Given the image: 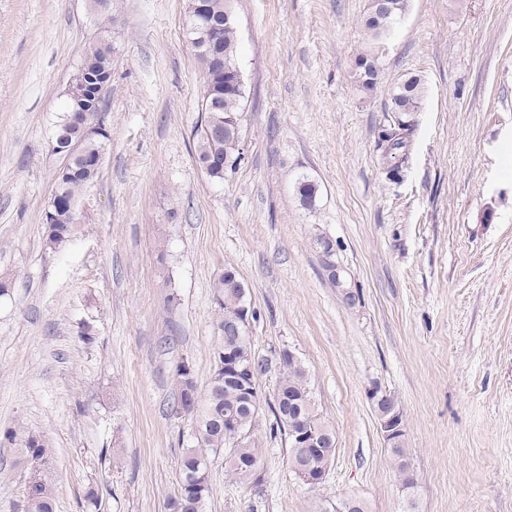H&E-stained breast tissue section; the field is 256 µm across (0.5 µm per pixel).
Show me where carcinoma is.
<instances>
[{"label":"carcinoma","mask_w":512,"mask_h":512,"mask_svg":"<svg viewBox=\"0 0 512 512\" xmlns=\"http://www.w3.org/2000/svg\"><path fill=\"white\" fill-rule=\"evenodd\" d=\"M409 0H369L364 27L368 42L355 61L354 80L358 89L371 93L377 87L381 69L379 51L394 27L406 15ZM231 9L230 0H208L207 23L213 37L204 38L194 22H189L191 43L202 66L200 110L206 111L204 125L197 129V161L206 175L216 181L224 180V163L241 162L242 136L224 132V125L232 120L243 122L242 100L244 88L233 83L231 70L238 67L237 25L234 18H226ZM112 64V48L107 44L94 47L77 66L71 82L84 83L98 68ZM425 95L422 79L413 73L401 78L390 92V111L394 120L378 134V146L389 174L398 180L406 169L414 132L410 119L420 111ZM74 103L64 97L63 115L57 125L54 145L60 149L79 143L80 151L71 158L67 173L56 174L54 205L50 206L53 223L44 224V243L58 251L77 236L80 230L76 209L77 197L98 174L102 163L100 138L89 137L84 130L70 123ZM318 189L307 178L298 181L300 204L314 205ZM214 300L219 308L216 329L219 346L215 352V368L204 395L189 394L197 384L189 365L181 363L174 376L175 412L190 418V445L179 461L180 481L177 492L166 502L167 512H203V504L210 492L209 455L224 450L226 475L234 480L255 479L261 464V448L251 436L260 409L259 390L247 394L238 381L224 374V326L238 306L247 297L244 284L234 270L224 269L213 282ZM239 355L245 363L260 371L252 340L248 332L237 338ZM271 411L277 426L288 430V417L302 424L320 427L331 437L326 444L324 463L333 462L336 437L316 408L309 385L308 373L296 359L282 357L281 373L272 395ZM20 445V459L28 465L43 464L51 454L45 441L38 435L20 429L10 434ZM393 469L401 479L404 490L412 494L416 488L414 474L407 471L406 448L391 449ZM33 493H25L26 512H53L54 487L48 476L38 472L32 477Z\"/></svg>","instance_id":"carcinoma-1"}]
</instances>
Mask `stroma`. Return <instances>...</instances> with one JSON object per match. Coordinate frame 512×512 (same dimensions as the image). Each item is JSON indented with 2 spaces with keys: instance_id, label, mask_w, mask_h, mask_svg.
Instances as JSON below:
<instances>
[{
  "instance_id": "35a3bbf8",
  "label": "stroma",
  "mask_w": 512,
  "mask_h": 512,
  "mask_svg": "<svg viewBox=\"0 0 512 512\" xmlns=\"http://www.w3.org/2000/svg\"><path fill=\"white\" fill-rule=\"evenodd\" d=\"M369 0H234L244 159L223 181L197 163L200 65L188 0H0V512H25L9 431L53 453L54 512H166L189 422L173 377L206 392L216 275L235 270L269 399L282 351L306 367L336 434L324 483L288 465L269 406L258 481L216 454L204 512H512V0H410L363 96L351 76ZM112 46L107 137L78 198L81 231L54 252L42 215L64 90ZM427 95L400 180L378 133L391 87ZM318 186L302 207L300 178ZM342 270L333 284L322 241ZM403 411L417 480L402 492L369 390ZM106 65H112V48L107 44H101L94 47L82 59L71 78V82L79 84L88 82L90 74H94L99 67Z\"/></svg>"
}]
</instances>
